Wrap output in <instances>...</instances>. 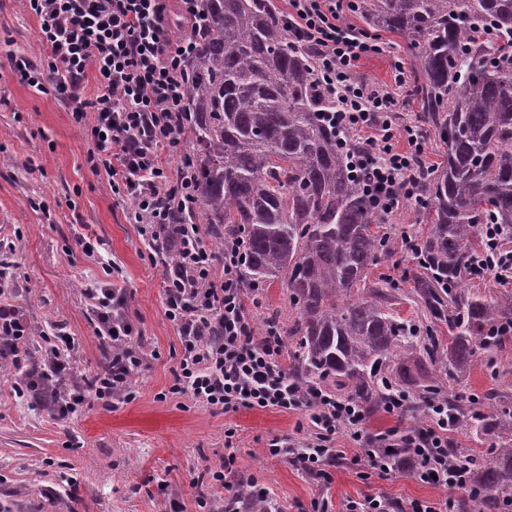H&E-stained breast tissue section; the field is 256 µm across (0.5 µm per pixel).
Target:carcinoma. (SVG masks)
Returning <instances> with one entry per match:
<instances>
[{"label": "carcinoma", "mask_w": 512, "mask_h": 512, "mask_svg": "<svg viewBox=\"0 0 512 512\" xmlns=\"http://www.w3.org/2000/svg\"><path fill=\"white\" fill-rule=\"evenodd\" d=\"M369 28L400 35L412 58L422 131L445 147L422 172L417 206L430 224L406 280L430 323L395 309L398 285L370 278L390 245L351 174L358 147L328 120L335 101L319 85L311 51L295 45L272 0H204L184 101L195 136L189 164L193 215L212 249L239 238L240 281L288 290V375L297 385L352 398L369 413L401 393L415 425L435 397L448 399L453 428L492 437L487 455L452 447L470 467L464 512H499L512 500V399L505 391L464 397L445 390L512 342V295H480L471 259L480 225L512 228V0H362ZM448 326L444 342L436 326ZM248 486L224 512H254Z\"/></svg>", "instance_id": "obj_1"}]
</instances>
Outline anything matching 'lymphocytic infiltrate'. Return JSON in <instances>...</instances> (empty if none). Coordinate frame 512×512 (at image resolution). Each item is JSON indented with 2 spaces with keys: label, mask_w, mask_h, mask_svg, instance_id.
<instances>
[{
  "label": "lymphocytic infiltrate",
  "mask_w": 512,
  "mask_h": 512,
  "mask_svg": "<svg viewBox=\"0 0 512 512\" xmlns=\"http://www.w3.org/2000/svg\"><path fill=\"white\" fill-rule=\"evenodd\" d=\"M283 21L295 42L310 48L324 82L337 99V125L362 142L352 165L362 176L372 207L391 215L403 202L418 199V169L424 168L425 142L416 123L407 121L395 96L358 76L362 59L382 52L375 39L356 34L344 24L348 0H287ZM203 0H24L39 26V64L26 59L15 69L30 87L52 84L72 108V117L92 148L89 160L105 172L114 195L128 206V218L150 259L162 248L175 251L178 261L166 276L165 311L181 342L183 354L174 373L171 393L224 411L276 409L303 411L298 438H275L265 452L295 459L309 475L328 480L331 462L345 459L337 443L348 431L366 449L370 466L381 472L414 470L437 488L468 491L467 471L450 466L452 427L448 405L440 398L428 407L425 427L365 432L367 414L346 399L323 391H305L291 382L282 359L283 340L273 333L257 334L249 306L253 292L239 278L240 247L224 246L223 276H215L216 257L202 225L187 222L169 231L172 211L195 208L188 161L171 166L165 153H177L188 127L183 102L188 93L187 60L194 50V30ZM186 30L172 39L173 20ZM94 76V97L82 94L87 76ZM485 240L473 264L480 271L512 281V250L501 247L502 229L481 227ZM96 330L111 356L104 368L84 384L73 381L77 345H53L47 332H35L30 320L11 305H0V359L10 360L24 387H41L48 404L65 416L88 399L104 404L135 400L130 377L144 362L129 344L137 328L126 299L113 288L89 292ZM40 337L44 374L32 375L28 345ZM413 455L391 464L393 449Z\"/></svg>",
  "instance_id": "lymphocytic-infiltrate-1"
}]
</instances>
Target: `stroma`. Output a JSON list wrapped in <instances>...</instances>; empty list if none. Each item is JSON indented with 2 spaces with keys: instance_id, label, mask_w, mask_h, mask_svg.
Returning <instances> with one entry per match:
<instances>
[{
  "instance_id": "obj_1",
  "label": "stroma",
  "mask_w": 512,
  "mask_h": 512,
  "mask_svg": "<svg viewBox=\"0 0 512 512\" xmlns=\"http://www.w3.org/2000/svg\"><path fill=\"white\" fill-rule=\"evenodd\" d=\"M392 53L362 60L359 75L393 92L400 110L416 117L418 106L395 82L397 63H409L404 41L381 30ZM39 62L38 26L20 0H0V244L12 245L13 302L41 328L57 325L80 346L82 373L97 372L106 347L89 310V288L123 290L139 329L132 345L147 355L131 386L137 398L105 408L89 400L66 417L30 403L14 385L0 383V512H199L205 497L210 512L236 495L240 478L256 480L279 512H312L328 501L343 512L347 500L380 495L401 504L439 499L461 512L462 495L414 476L371 469L351 452L332 467L331 482L306 474L292 460L266 455L273 438L292 437L302 412L239 409L223 411L170 393L181 358L177 333L164 315L165 267L141 252L127 206L113 195L104 172L88 159L90 143L54 92L28 86L12 58ZM94 243L84 253L79 238ZM414 264L409 254L382 258L376 272L401 282L403 317L424 322L404 277ZM499 370L477 364L457 391L484 394L512 388V345L497 353ZM233 431L235 461L224 485L207 468L224 463V438Z\"/></svg>"
}]
</instances>
